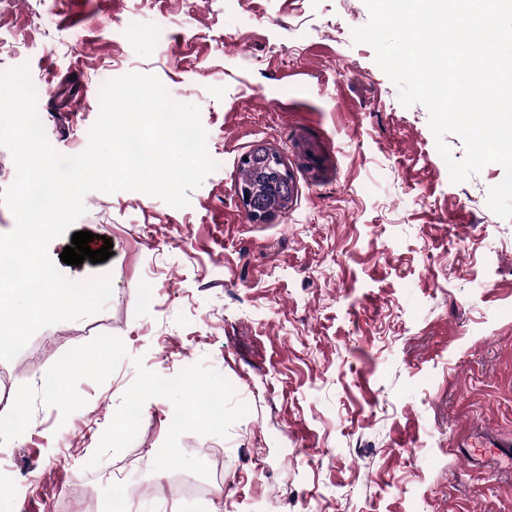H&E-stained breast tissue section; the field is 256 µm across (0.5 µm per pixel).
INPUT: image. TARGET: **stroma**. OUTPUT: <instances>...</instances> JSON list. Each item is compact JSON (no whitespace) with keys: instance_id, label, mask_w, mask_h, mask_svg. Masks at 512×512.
Instances as JSON below:
<instances>
[{"instance_id":"stroma-1","label":"stroma","mask_w":512,"mask_h":512,"mask_svg":"<svg viewBox=\"0 0 512 512\" xmlns=\"http://www.w3.org/2000/svg\"><path fill=\"white\" fill-rule=\"evenodd\" d=\"M364 0H0V70L28 66L50 145L88 144L102 85L156 75L197 105L218 169L187 207L136 191L88 193L74 231L111 241L104 310L38 331L0 361V397L40 385L68 349L119 337L129 360L77 385L69 417L37 405L0 445V474L30 486L29 512H97L128 482L133 512H512V469L467 459L471 429L512 436V220L488 206L504 169L451 182L422 105L354 43ZM276 152L293 175L288 210L251 222L242 156ZM173 375L205 362L249 411L227 437L183 434L209 477L153 461L173 418L148 400L135 440L96 451L136 378L132 357Z\"/></svg>"}]
</instances>
